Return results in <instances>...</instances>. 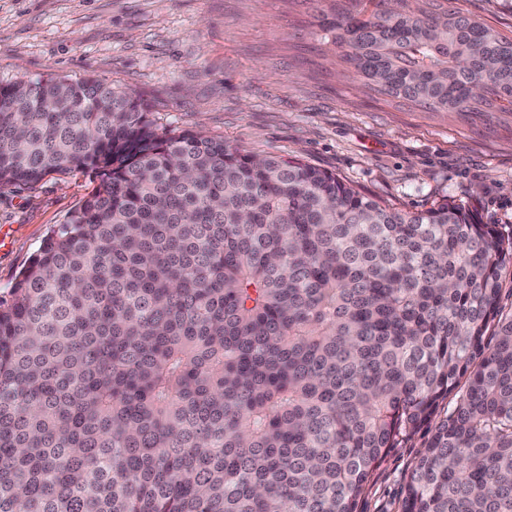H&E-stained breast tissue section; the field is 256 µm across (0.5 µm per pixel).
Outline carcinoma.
<instances>
[{
    "label": "carcinoma",
    "instance_id": "carcinoma-1",
    "mask_svg": "<svg viewBox=\"0 0 512 512\" xmlns=\"http://www.w3.org/2000/svg\"><path fill=\"white\" fill-rule=\"evenodd\" d=\"M319 27L386 96L512 114V37L461 8ZM75 170L99 188L0 299V512H355L449 398L403 512H512V236L162 133L97 79L0 85V189Z\"/></svg>",
    "mask_w": 512,
    "mask_h": 512
}]
</instances>
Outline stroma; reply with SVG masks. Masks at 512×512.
Masks as SVG:
<instances>
[{"instance_id": "obj_1", "label": "stroma", "mask_w": 512, "mask_h": 512, "mask_svg": "<svg viewBox=\"0 0 512 512\" xmlns=\"http://www.w3.org/2000/svg\"><path fill=\"white\" fill-rule=\"evenodd\" d=\"M512 35V0H458ZM332 0H0V85L94 78L133 94L156 126L297 158L405 211L444 199L512 232V115L429 112L379 94L315 24ZM74 171L0 190V297L49 231L98 188ZM431 436L401 434L356 512H402Z\"/></svg>"}]
</instances>
